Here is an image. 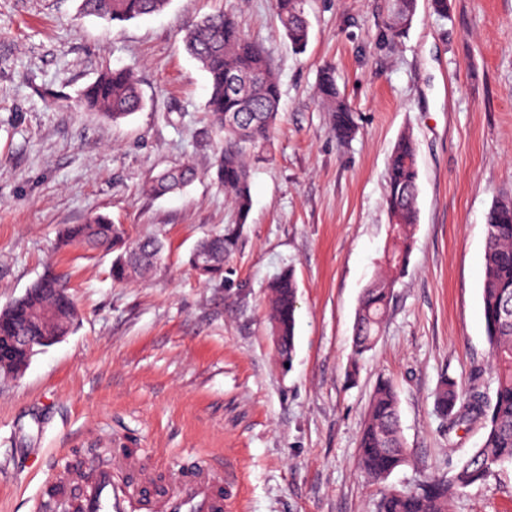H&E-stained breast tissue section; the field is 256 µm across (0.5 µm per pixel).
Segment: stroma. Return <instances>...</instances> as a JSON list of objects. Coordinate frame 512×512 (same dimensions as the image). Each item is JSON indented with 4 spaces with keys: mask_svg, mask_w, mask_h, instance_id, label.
Listing matches in <instances>:
<instances>
[{
    "mask_svg": "<svg viewBox=\"0 0 512 512\" xmlns=\"http://www.w3.org/2000/svg\"><path fill=\"white\" fill-rule=\"evenodd\" d=\"M310 38L294 53L272 0H170L160 13L108 22L81 0H0V308L54 264L80 313L74 330L0 374V512H43L51 470L112 462L118 442L153 475L213 456L228 512H376L381 486L355 468L374 388L398 394L410 461L390 483L445 475L477 447L471 423L448 432L435 407L442 377L494 382L482 315L486 219L512 195V0H418L408 35L387 41L388 0H309ZM236 14L269 53L281 87L274 159L251 178L239 218L212 166L207 79L185 29ZM359 131L336 142L314 96L324 64ZM133 71L143 105L120 122L75 108L106 68ZM417 147L419 218L408 270L374 349L350 373L355 311L389 231L385 176L403 133ZM195 181L162 197L165 168ZM101 214L130 238L163 241L148 274L113 281L111 255L55 252L59 230ZM241 224L222 278L189 254ZM298 285L294 353L277 359L268 285ZM512 512V464L452 504ZM195 178L196 171L189 164L165 169L153 178L151 191L156 195H163L173 190H180L191 184Z\"/></svg>",
    "mask_w": 512,
    "mask_h": 512,
    "instance_id": "obj_1",
    "label": "stroma"
}]
</instances>
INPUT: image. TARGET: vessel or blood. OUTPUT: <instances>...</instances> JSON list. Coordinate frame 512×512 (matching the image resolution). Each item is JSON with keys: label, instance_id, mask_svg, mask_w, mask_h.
I'll return each mask as SVG.
<instances>
[{"label": "vessel or blood", "instance_id": "obj_1", "mask_svg": "<svg viewBox=\"0 0 512 512\" xmlns=\"http://www.w3.org/2000/svg\"><path fill=\"white\" fill-rule=\"evenodd\" d=\"M53 512H224V469L202 464L170 475L171 492L146 493L150 472L138 457L117 454L111 466L86 476L54 472Z\"/></svg>", "mask_w": 512, "mask_h": 512}]
</instances>
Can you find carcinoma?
<instances>
[{
    "label": "carcinoma",
    "instance_id": "carcinoma-1",
    "mask_svg": "<svg viewBox=\"0 0 512 512\" xmlns=\"http://www.w3.org/2000/svg\"><path fill=\"white\" fill-rule=\"evenodd\" d=\"M169 0H82V11L108 21H128L163 10ZM308 0H274L275 13L285 38L298 52L309 40ZM417 0H389L386 37L395 43L408 32ZM183 42L208 77L205 103L212 128L221 143L214 158L216 176L224 196L245 218L251 207L252 169L273 160L274 130L281 119V92L269 55L242 32L235 15L219 11L190 25ZM247 72L256 81L244 96L228 93L224 79L230 73ZM316 97L330 113L336 140L346 144L358 130L355 113L341 98L335 70H320ZM78 106L118 122L142 106L138 83L124 68H108L77 96ZM416 145L411 134L401 136L387 166L385 203L389 244L381 261V272L365 289L356 310L352 344V367L375 346L386 318L394 288L408 269L418 224L419 170ZM196 178L195 169L184 164L165 169L151 182V191L163 195L180 190ZM239 234L229 230L202 239L189 256V264L201 276L217 279L238 246ZM64 246L112 252V279L124 282L147 274L161 259L157 240L147 237L128 241L124 230L102 215L83 224L66 226ZM66 284L47 271L23 296L0 309V373L9 375L27 367L33 347L19 341L28 336L34 347H47L56 336L69 334L78 313ZM298 286L292 272L284 271L269 285V324L273 336L282 337L276 350L279 362H289L294 348ZM482 312L490 348L493 395L481 390V373L460 384L445 377L435 394L441 419L452 433L475 420L483 437L476 448L463 451L449 477L428 476L414 487L385 486L377 512H451L454 498L467 488L485 482L494 469L512 463V197H502L487 215L484 254ZM357 467L376 483H383L408 462L393 384L382 379L371 397L359 435Z\"/></svg>",
    "mask_w": 512,
    "mask_h": 512
}]
</instances>
